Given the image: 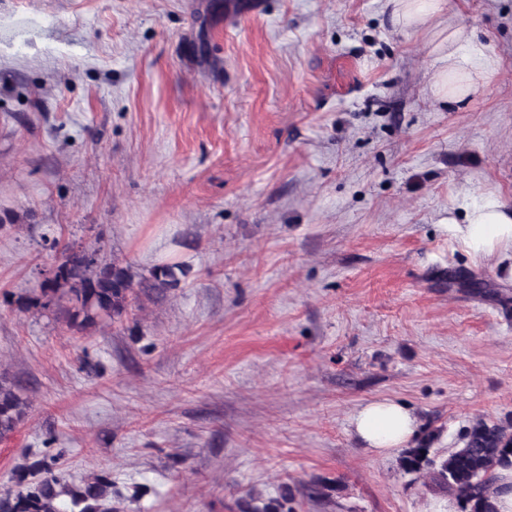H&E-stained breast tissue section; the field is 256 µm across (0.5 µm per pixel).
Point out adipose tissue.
Listing matches in <instances>:
<instances>
[{
	"instance_id": "1",
	"label": "adipose tissue",
	"mask_w": 512,
	"mask_h": 512,
	"mask_svg": "<svg viewBox=\"0 0 512 512\" xmlns=\"http://www.w3.org/2000/svg\"><path fill=\"white\" fill-rule=\"evenodd\" d=\"M395 26L426 37L434 59L429 89L440 102H461L480 95L497 69L486 39L458 23L448 0H388ZM462 218L448 217L447 231L477 258L494 259L498 271L512 280V206L495 193L462 200ZM365 447L380 452L408 447L419 433V420L405 404L377 400L360 406L349 422Z\"/></svg>"
}]
</instances>
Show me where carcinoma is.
<instances>
[{
	"instance_id": "carcinoma-1",
	"label": "carcinoma",
	"mask_w": 512,
	"mask_h": 512,
	"mask_svg": "<svg viewBox=\"0 0 512 512\" xmlns=\"http://www.w3.org/2000/svg\"><path fill=\"white\" fill-rule=\"evenodd\" d=\"M181 266L166 264L154 269L147 287L162 292L179 283ZM129 269L85 249L60 250L52 277L43 281L40 296L25 307L62 308L70 328L79 333L102 322H120L136 295ZM28 403L16 381L0 373V440L10 436L23 421ZM438 431L428 428L402 450V471L422 481L435 494L455 500L458 512H498L499 497L512 490L506 475L512 472V422L473 421L459 435L458 446L447 454L432 451ZM58 456H44L27 466L26 484L0 496V512H124V498L112 479L92 473L79 482L56 470Z\"/></svg>"
}]
</instances>
